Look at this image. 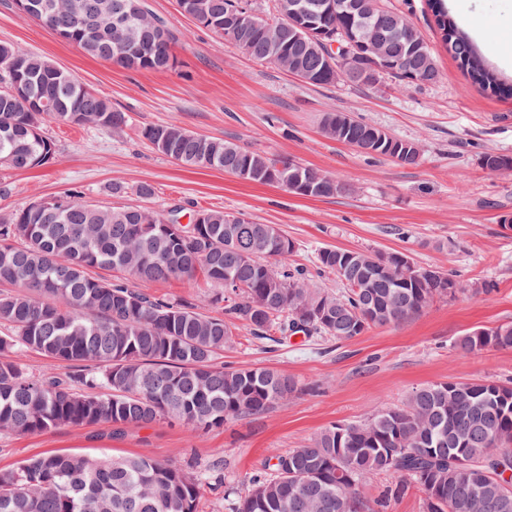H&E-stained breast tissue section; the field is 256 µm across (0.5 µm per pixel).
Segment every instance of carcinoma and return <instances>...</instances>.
Masks as SVG:
<instances>
[{
	"mask_svg": "<svg viewBox=\"0 0 512 512\" xmlns=\"http://www.w3.org/2000/svg\"><path fill=\"white\" fill-rule=\"evenodd\" d=\"M45 4L39 20L86 54L125 68L169 70L171 36L157 17L132 25L113 12L116 0H18ZM181 11L242 55L270 63L281 50L317 75L313 86L344 75L322 68L326 45L308 52L275 48L263 24L284 29L308 15L290 14L274 0V14L240 18L238 0H178ZM370 32L398 61L392 78L404 83L439 78L433 50L406 18L383 0H366ZM448 51L472 83L512 95L478 59L468 37L449 17L445 0H427ZM32 94L19 99L3 87L17 77ZM34 100L51 104L47 118L121 131L130 117L69 73L13 43L0 42V167L26 171L56 154L44 118L29 111ZM374 125L343 112H328L324 136L358 148ZM139 136L185 168H211L277 185L304 197H332L336 179L291 161H277L238 144L192 132L176 123L150 124ZM415 141L385 134L368 153L403 166L418 164ZM45 209L28 204L0 216V431L31 435L108 423L119 434L129 425L179 421L196 431L265 412L288 400L296 382L267 367L216 363L240 321L255 336L271 332L351 340L372 327L394 326L420 316L436 298L448 297L440 280L458 290L449 271L419 266L424 277L405 275L402 252L324 247L316 267L343 285L333 293L313 286L306 272L288 267L295 242L276 224H261L218 209L197 211L179 223L181 208L167 213L143 208L114 210L68 194ZM118 270L124 279L93 276ZM213 286L237 282L227 298L229 320L209 316L196 303L142 291L132 281H192ZM462 354L512 349V323L474 330L455 342ZM37 351L72 372L64 378L29 373L11 354ZM512 446V385L497 381H444L413 390L400 407L359 422L334 423L309 444L273 456V463L233 493L230 512H369L359 485L371 474L399 477L390 495L415 488L423 512H512V460L496 449ZM200 479L146 456L97 457L51 453L0 470V512H197Z\"/></svg>",
	"mask_w": 512,
	"mask_h": 512,
	"instance_id": "obj_1",
	"label": "carcinoma"
}]
</instances>
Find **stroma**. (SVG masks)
<instances>
[{
	"instance_id": "stroma-1",
	"label": "stroma",
	"mask_w": 512,
	"mask_h": 512,
	"mask_svg": "<svg viewBox=\"0 0 512 512\" xmlns=\"http://www.w3.org/2000/svg\"><path fill=\"white\" fill-rule=\"evenodd\" d=\"M173 38L175 64L137 71L88 56L40 21L0 0V41L48 59L127 112L122 133L46 122L59 151L26 171L0 170L11 191L0 213L64 192L112 209L158 212L183 206L221 209L278 225L296 245L291 265L311 272L315 287L338 292L334 275L313 270L317 249L334 246L381 253L410 252L421 265L452 272L454 297L435 300L412 322L374 327L337 342L320 336L273 343L238 327L221 357L237 368L267 367L302 385L287 402L206 432L168 421L129 426L60 427L33 435L0 434V469L47 452L147 456L203 476L199 512H229L224 493L241 488L276 453L306 445L324 427L364 420L401 405L416 387L448 380L512 384V350L463 356L459 337L476 327L512 323V171L492 172L480 156H512V97L471 84L446 50L425 0H385L403 14L435 52L438 81L424 85L383 80L373 88L341 80L312 86L272 64L256 63L181 13L177 0H143ZM448 14L474 43L483 63L512 80V0H448ZM346 112L389 134L418 142V165L368 158L325 138L323 117ZM175 123L269 156L293 160L344 186L328 198H308L239 180L224 171L188 169L154 151L141 126ZM154 188L139 195L141 184ZM491 284L482 292V284ZM147 292L197 302L213 316L215 288L204 279L148 282Z\"/></svg>"
}]
</instances>
